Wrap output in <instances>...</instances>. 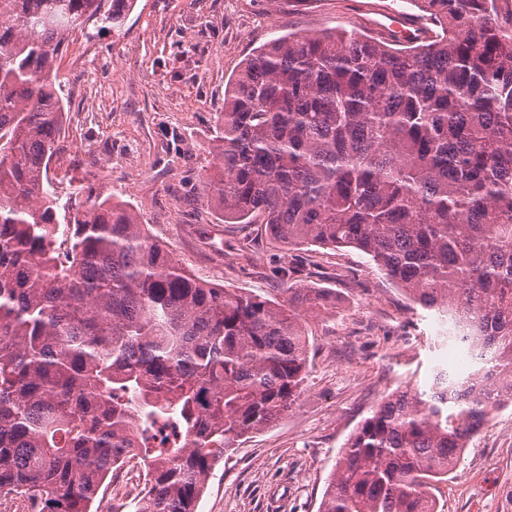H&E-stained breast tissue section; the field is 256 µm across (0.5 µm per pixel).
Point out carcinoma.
Wrapping results in <instances>:
<instances>
[{"label": "carcinoma", "instance_id": "cac0c4a2", "mask_svg": "<svg viewBox=\"0 0 512 512\" xmlns=\"http://www.w3.org/2000/svg\"><path fill=\"white\" fill-rule=\"evenodd\" d=\"M433 35L399 48L290 33L224 87L206 201L290 247L353 248L471 354L465 373L386 397L336 458L319 512H437L448 474L512 405V13L417 0ZM132 0H0V500L98 512L148 461L135 512H196L217 452L266 429L309 367L300 310L200 280L133 209L44 187L62 130L59 51Z\"/></svg>", "mask_w": 512, "mask_h": 512}]
</instances>
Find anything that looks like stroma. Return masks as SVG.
I'll use <instances>...</instances> for the list:
<instances>
[{
    "mask_svg": "<svg viewBox=\"0 0 512 512\" xmlns=\"http://www.w3.org/2000/svg\"><path fill=\"white\" fill-rule=\"evenodd\" d=\"M414 0H134L120 27L87 23L88 70L61 67L62 131L79 146L50 182L77 179L129 202L192 274L279 304L292 288L327 287L329 312H306L309 373L292 409L225 451L197 512H318L336 457L381 400L424 386L452 342L358 250L287 248L265 225L228 224L206 202L205 177L224 88L269 40L342 28L375 34L386 15H419ZM293 279L275 275L280 265ZM432 494L438 512H512V406L470 438Z\"/></svg>",
    "mask_w": 512,
    "mask_h": 512,
    "instance_id": "1",
    "label": "stroma"
}]
</instances>
